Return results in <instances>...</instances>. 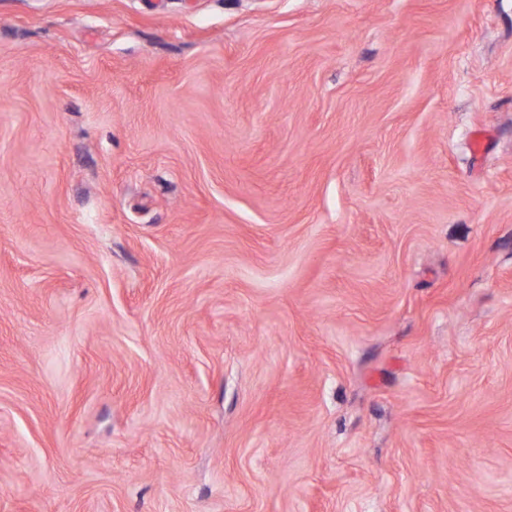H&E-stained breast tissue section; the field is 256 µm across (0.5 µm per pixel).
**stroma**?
<instances>
[{
    "mask_svg": "<svg viewBox=\"0 0 512 512\" xmlns=\"http://www.w3.org/2000/svg\"><path fill=\"white\" fill-rule=\"evenodd\" d=\"M0 512H512V0H0Z\"/></svg>",
    "mask_w": 512,
    "mask_h": 512,
    "instance_id": "1",
    "label": "stroma"
}]
</instances>
